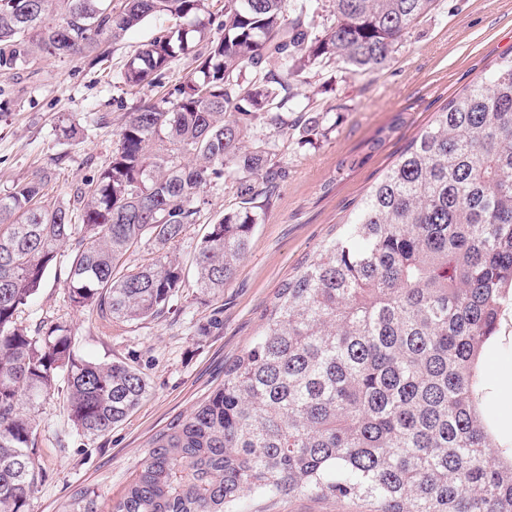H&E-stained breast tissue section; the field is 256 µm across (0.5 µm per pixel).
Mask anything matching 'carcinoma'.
<instances>
[{
	"instance_id": "1",
	"label": "carcinoma",
	"mask_w": 512,
	"mask_h": 512,
	"mask_svg": "<svg viewBox=\"0 0 512 512\" xmlns=\"http://www.w3.org/2000/svg\"><path fill=\"white\" fill-rule=\"evenodd\" d=\"M206 0H0V75L36 56L83 58L151 16L174 24L126 63L129 87L165 77L207 41L195 71L122 124L112 159L72 205L44 202V169L0 194V512H29L34 427L21 409L62 395L70 421L102 436L149 392L121 360L74 352L61 323L18 322L67 264L76 309L111 323L170 310L185 275L171 249L201 192L235 189L195 252L194 286L224 291L286 170L289 81L335 60L363 75L439 0H224L209 39ZM272 62L280 72L269 69ZM81 223H72L74 211ZM148 263L123 267L132 248ZM512 309V54L449 99L354 206L338 234L277 289L262 330L224 381L156 434L110 507L90 488L60 512H238L246 497L332 498L358 512H512V432L492 410L482 355Z\"/></svg>"
}]
</instances>
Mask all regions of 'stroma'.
<instances>
[{"mask_svg":"<svg viewBox=\"0 0 512 512\" xmlns=\"http://www.w3.org/2000/svg\"><path fill=\"white\" fill-rule=\"evenodd\" d=\"M169 24L151 17L108 43L101 59H34L0 77V193L34 170L50 167L49 198L69 202L77 186L112 158L117 132L128 112L163 90L131 88L121 80L132 54ZM512 51V0H441L396 46L382 69L351 75L344 65L303 72L290 91L295 111L318 118L321 135L306 140L290 132L277 160L285 181L263 205L264 218L223 294L208 298L194 285L183 288L172 309L133 324L107 323L95 310L71 306L64 277L49 271L24 308L28 328L67 326L75 351L91 360H122L150 382L147 397L122 423L100 437L71 424L63 396L24 405L36 424L34 457L38 477L30 512H58L77 488L114 498L143 458L152 437L194 405L224 378V363L260 332L277 288L319 244L338 232L354 202L392 164L395 155L432 120L447 99L487 75ZM78 129L68 138L63 129ZM393 133L362 165L340 169L379 130ZM207 203L175 251L191 267L208 224L230 208L235 195L223 187L205 189ZM503 348L485 359L495 396L494 410L512 428V314L501 322ZM241 512H350L332 499L248 497Z\"/></svg>","mask_w":512,"mask_h":512,"instance_id":"1","label":"stroma"}]
</instances>
